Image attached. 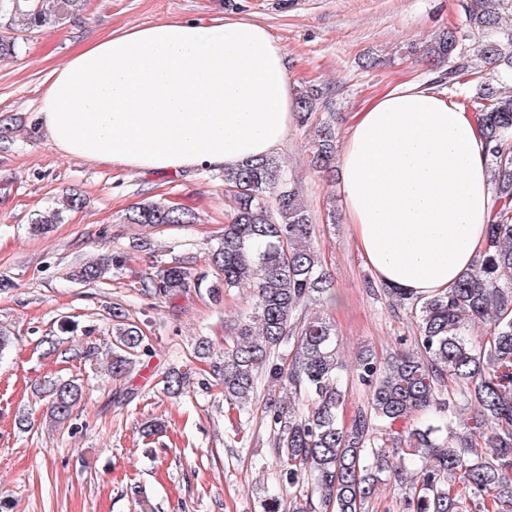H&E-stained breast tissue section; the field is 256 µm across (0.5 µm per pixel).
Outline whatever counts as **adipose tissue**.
<instances>
[{
  "mask_svg": "<svg viewBox=\"0 0 512 512\" xmlns=\"http://www.w3.org/2000/svg\"><path fill=\"white\" fill-rule=\"evenodd\" d=\"M297 91L256 21L167 20L86 40L45 80L44 132L65 155L140 173L236 167L291 133ZM473 113L414 83L357 112L339 158L356 247L414 298L473 269L495 201Z\"/></svg>",
  "mask_w": 512,
  "mask_h": 512,
  "instance_id": "obj_1",
  "label": "adipose tissue"
}]
</instances>
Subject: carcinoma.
Segmentation results:
<instances>
[{"label": "carcinoma", "mask_w": 512, "mask_h": 512, "mask_svg": "<svg viewBox=\"0 0 512 512\" xmlns=\"http://www.w3.org/2000/svg\"><path fill=\"white\" fill-rule=\"evenodd\" d=\"M88 0H0V20L13 26L25 21L29 31L57 28L85 10ZM457 31L434 36L427 55L452 58ZM478 55L497 77L503 66L512 71V51L497 43L480 46ZM477 124L485 140L497 208L488 224L483 254L474 271L446 293L413 299L398 288L384 287L393 304L412 314L418 335L414 348L397 352L384 363L364 358L358 380L370 388L368 406L350 423L342 419L345 401L344 365L336 351L333 325L326 319L296 316L301 302L323 298L331 290L314 246L315 224L300 203L283 162L269 155L224 171V187L233 207L211 264L216 279L193 277L174 261L143 284L146 292L166 298L191 289L221 291L247 287L253 309L224 337V356L215 372L222 377L224 401L250 416L263 403L279 471L262 512H316L317 496L331 512H365L378 496L382 474L408 489L402 512H512V93L489 81L476 85ZM323 91L308 86L297 94V118L309 122ZM312 166L332 168L336 131L329 124L312 128ZM63 210L49 207L32 219L42 233L62 221ZM130 224L147 226L193 224L195 215L181 207L144 201L126 214ZM121 263L116 252L105 253L72 271L82 283H105ZM116 321L109 371L127 378L145 336L127 320L125 308L112 306ZM490 325L489 338L476 345L466 322ZM296 352L289 366L279 362L289 344ZM465 386L466 401L477 406L476 438L450 440L438 416L458 413L459 402L445 396L447 379ZM190 373L171 370L164 389L177 392ZM288 391V398L258 389ZM49 414L56 423L71 418L83 395L76 379L44 384ZM413 417L415 426L395 429ZM288 504H283V490Z\"/></svg>", "instance_id": "obj_1"}]
</instances>
